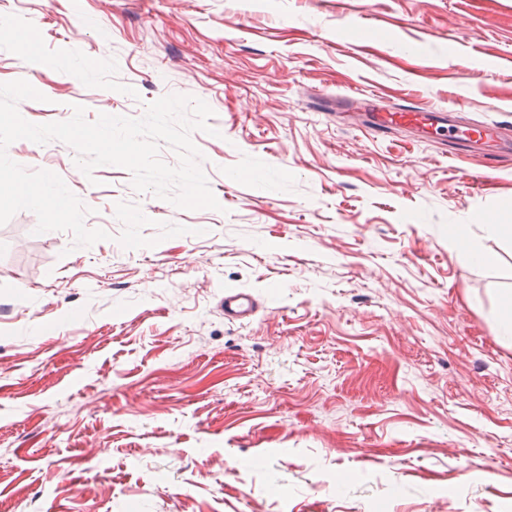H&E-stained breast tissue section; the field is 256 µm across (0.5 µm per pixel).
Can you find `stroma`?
<instances>
[{"instance_id":"35a3bbf8","label":"stroma","mask_w":512,"mask_h":512,"mask_svg":"<svg viewBox=\"0 0 512 512\" xmlns=\"http://www.w3.org/2000/svg\"><path fill=\"white\" fill-rule=\"evenodd\" d=\"M17 79L35 124L205 101L221 208L8 147L110 238L0 227V512H512V0H0ZM364 93L450 123L375 133ZM121 201L189 232L124 248ZM454 238L458 245L466 248V255L477 265H493L497 257L490 252L475 251L469 247L470 226L467 224H456L454 228ZM258 308L256 299L243 291L224 292V315L245 319L254 315Z\"/></svg>"}]
</instances>
